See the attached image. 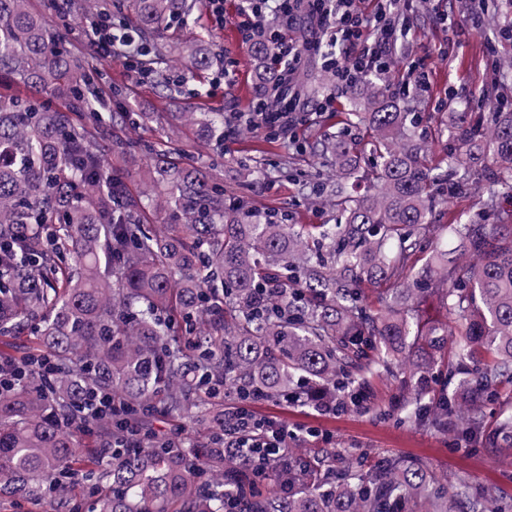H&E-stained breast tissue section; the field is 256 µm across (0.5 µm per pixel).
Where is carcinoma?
<instances>
[{
	"instance_id": "cac0c4a2",
	"label": "carcinoma",
	"mask_w": 512,
	"mask_h": 512,
	"mask_svg": "<svg viewBox=\"0 0 512 512\" xmlns=\"http://www.w3.org/2000/svg\"><path fill=\"white\" fill-rule=\"evenodd\" d=\"M203 0H88L67 11L118 17L130 55L163 95L179 93L173 72L213 66L200 36L175 47L165 33L188 24ZM273 43H251L254 97L285 86ZM103 73L63 47L28 0H0V81L34 88L0 91V343L29 337L26 352L0 357L12 368L0 388V497L43 502L50 512H487L491 489L465 500L448 495L426 467L392 459L343 479L306 475L307 463L273 459L258 475L224 447V395L256 392L273 401L302 385L355 383L366 352L386 367L400 354L432 367L448 326L426 322L419 301L438 294L461 322L450 375L463 376L468 403L442 398L466 430L483 428L478 403L512 378V112L501 111L508 78L487 85V112H450L448 145L429 156L419 132L423 104L401 106L387 80L371 75L337 90L347 114L370 131L366 144L345 132L313 147L328 154L335 180L309 175L316 197L336 198L338 218L314 231L225 196L224 181L179 164L166 139L148 147L145 188L105 169L99 138L124 160L138 144L124 133L146 115L112 112ZM183 123L206 140L224 139V113L187 112ZM258 162H239L237 179L256 182ZM485 182L480 213L448 223L478 266L433 252L416 270L420 237L437 205L465 200ZM165 213L160 224L143 210ZM385 285L386 313L374 314L364 287ZM112 394V414L79 405ZM197 430L189 446L155 433L151 419ZM132 442L105 465V449ZM91 489L90 501L83 491Z\"/></svg>"
}]
</instances>
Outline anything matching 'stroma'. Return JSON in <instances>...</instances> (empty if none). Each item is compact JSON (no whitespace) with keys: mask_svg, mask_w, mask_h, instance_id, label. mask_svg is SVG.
Segmentation results:
<instances>
[{"mask_svg":"<svg viewBox=\"0 0 512 512\" xmlns=\"http://www.w3.org/2000/svg\"><path fill=\"white\" fill-rule=\"evenodd\" d=\"M468 2L409 0L410 24L398 39L399 47L387 76L390 84L398 85L401 100L417 98L424 102L428 118L423 132L437 151L446 143L442 131L448 113L483 111L484 106L478 101L481 87L512 70V40L502 36L504 30L512 28V0H494L492 20L485 24L466 16ZM239 4L240 0H224L223 22H216L206 5L197 12L194 23L169 30L174 42L198 34L209 38L215 56L205 77L184 79L183 92L175 97H161L150 81H138L121 58L103 62L102 71L111 77L113 85L125 90L123 96L113 98L112 105H129L137 112H191L207 108L223 113L225 126L234 129V136L204 146L191 128H182L178 139L184 159L223 169L226 194L261 209L288 211L292 223H334L335 212L314 204L305 179L281 177L278 167L284 156L289 155L298 159L302 168L330 171V164L310 154L308 147L337 132L335 111L307 113V122L295 143L280 135L268 140L265 129L237 122L238 114L249 111L253 102L252 61L249 45L239 29ZM30 7L65 37L78 57L95 58V48L83 33L82 17H60L52 0H30ZM418 60L425 61L430 68L428 87H401L408 65ZM244 159L261 161L264 174L259 185L249 187L237 181L235 169L238 161ZM434 222L433 235L422 241L424 251L432 252L439 245L448 249L458 264L476 265V257L465 251L458 236L449 229L446 207L437 208ZM409 377L408 363L402 359L395 361L388 371L372 367L366 375L369 407L337 417H318L311 409L283 402H263L255 405L254 410L264 418L285 420L293 429L313 428L327 434L329 446L349 456L352 467L360 471H368L391 457L416 458L437 477L447 479L449 492L474 496L484 487L494 486L498 492V512H512V441L497 430L501 413L512 410V381L502 380L497 396L484 399L485 427L472 434L453 416L444 426L431 422L439 398L459 388L457 381L448 380L446 373L434 368L424 375L423 395L417 404L420 418L406 417L402 410V383Z\"/></svg>","mask_w":512,"mask_h":512,"instance_id":"1","label":"stroma"}]
</instances>
